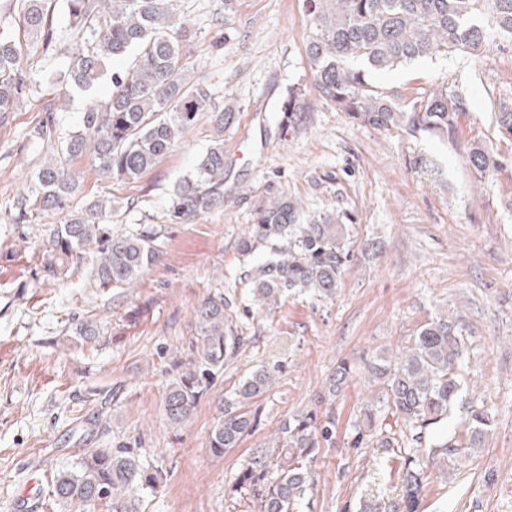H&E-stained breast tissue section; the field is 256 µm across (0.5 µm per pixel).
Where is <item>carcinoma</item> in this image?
<instances>
[{"label": "carcinoma", "mask_w": 512, "mask_h": 512, "mask_svg": "<svg viewBox=\"0 0 512 512\" xmlns=\"http://www.w3.org/2000/svg\"><path fill=\"white\" fill-rule=\"evenodd\" d=\"M56 5L57 0H0V14L18 16L27 35L23 42L0 25L1 114L15 111L31 90L25 58L34 49L46 53L56 46ZM62 8L74 48L57 84L65 96L85 93L86 105L77 129L55 146L58 159L39 169L32 194L17 201L15 220L22 224L36 210L65 215L43 238L48 278H66L89 264L99 287L127 288L159 258V232L150 224L113 231L112 206L100 200L75 209L80 190L69 163L87 156L103 176L136 182L209 111L211 94L203 83L182 78L190 34L177 0H62ZM303 9L310 26L305 53L319 96L357 124L374 128L452 135L459 117L470 111L461 85L438 77L395 89L374 75L451 53L479 56L493 43L512 42V0H303ZM122 60L126 65L112 68L109 91L99 96L107 65ZM491 105L499 136L511 140L512 96L501 95ZM44 111L48 115L33 128L36 139L45 138L54 124V104ZM465 152L479 181L504 163L481 143ZM222 197L224 145L217 140L176 189L170 219L182 224ZM348 236V225L333 210L308 217L290 199L260 209L239 247L246 258L264 252L248 271L252 288L245 311L258 314L297 291L334 298L350 261ZM237 312L234 294L221 290L199 306L200 351L191 367L178 368L163 401L171 424L190 418L214 376L244 345L246 337L233 325ZM462 330L457 320L440 316L421 326L401 357L367 363L381 391L376 411L353 424L354 447L367 441L404 451L403 487L391 512H420L428 462L455 465L466 451L480 447L491 427L487 411L471 404L448 431V415L463 391ZM101 333L93 322L78 327L86 342L98 343ZM349 372L344 362L336 367L326 382L329 396H337ZM270 380L271 371L261 367L218 405L209 436L214 455H224L256 427L252 404ZM335 439L332 411L321 419L308 412L282 420L277 446L256 452L235 491L250 498L254 512H301L314 484L309 461ZM161 482L162 474L145 470L130 449L94 448L57 473L53 496L66 512H95L100 504L108 512H133L139 494Z\"/></svg>", "instance_id": "obj_1"}]
</instances>
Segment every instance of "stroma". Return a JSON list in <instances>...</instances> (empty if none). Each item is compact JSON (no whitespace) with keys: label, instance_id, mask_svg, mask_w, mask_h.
<instances>
[{"label":"stroma","instance_id":"obj_1","mask_svg":"<svg viewBox=\"0 0 512 512\" xmlns=\"http://www.w3.org/2000/svg\"><path fill=\"white\" fill-rule=\"evenodd\" d=\"M178 6L190 26L188 74L209 89L211 111L136 182L100 177L87 157L73 164L83 196L111 200L113 230L150 224L161 234L158 261L133 287L95 286L85 266L47 279L42 241L56 216L14 221L18 199L84 107L56 97L72 46L64 19L56 21V50L28 59L29 95L0 121V512H60L52 480L92 448L134 449L146 470L162 472L160 486L136 499V512H252L234 490L240 471L282 419L314 409L344 360L353 372L332 404L336 444L310 464L316 484L304 512H387L401 489L404 455L353 445L352 421L379 394L365 362L398 354L440 315L461 320L468 396L485 407L492 428L457 471L428 469L421 507L512 512V162L480 183L463 150L481 141L512 159V141L499 137L491 107L512 91V44L390 76L396 86L446 77L468 90L470 110L447 142L358 125L319 97L300 0ZM220 12L225 22H217ZM292 93L302 111L288 127L283 106ZM51 102L50 138L31 139ZM227 107L235 119L223 136L224 200L189 223H172L173 192L211 145L214 112ZM280 198L300 200L309 216L337 210L349 224L341 285L334 298L295 294L245 319L238 356L191 418L172 427L162 401L174 364L195 355L197 308L231 278L237 298H245L250 283L239 243L258 209ZM86 319L105 330L98 345L76 333ZM261 366L277 373L257 403V428L215 456L209 433L219 400Z\"/></svg>","mask_w":512,"mask_h":512}]
</instances>
